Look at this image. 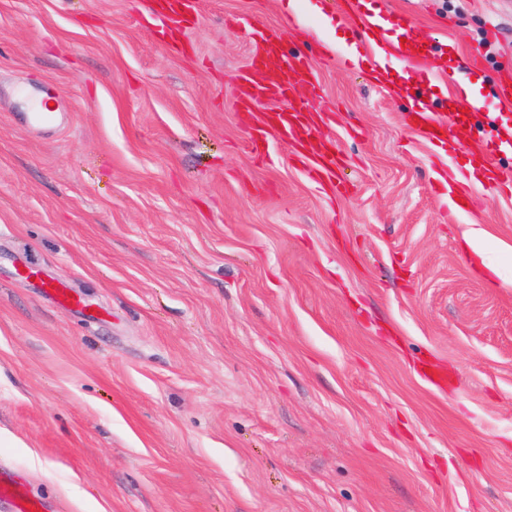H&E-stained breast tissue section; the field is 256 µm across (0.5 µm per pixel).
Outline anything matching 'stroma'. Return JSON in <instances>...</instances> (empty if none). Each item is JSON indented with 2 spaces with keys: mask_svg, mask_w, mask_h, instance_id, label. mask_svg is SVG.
<instances>
[{
  "mask_svg": "<svg viewBox=\"0 0 512 512\" xmlns=\"http://www.w3.org/2000/svg\"><path fill=\"white\" fill-rule=\"evenodd\" d=\"M319 2L299 23L285 0H196L175 49L152 0H0V472L46 512H512V190L448 204L512 127V102L486 84L469 108L451 80L484 42L463 83L512 71V0H364L440 64L394 71L398 97L373 31ZM326 17L361 63L324 61ZM251 20L315 68L319 96L281 105L321 111L336 190L289 147L250 152ZM420 87L469 139L410 125ZM17 271L19 274L28 278L39 279L45 293L52 295L55 299V302L62 309L81 308L83 306L82 301L77 296V294L73 293L69 288H66L63 285L55 283L51 280H43L41 272L36 265L24 262L21 263L19 267H17Z\"/></svg>",
  "mask_w": 512,
  "mask_h": 512,
  "instance_id": "stroma-1",
  "label": "stroma"
}]
</instances>
